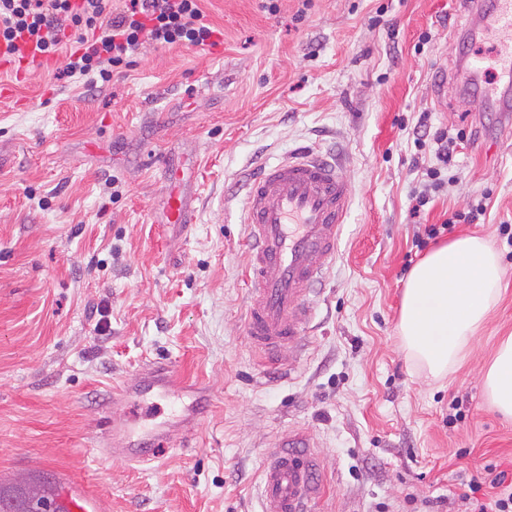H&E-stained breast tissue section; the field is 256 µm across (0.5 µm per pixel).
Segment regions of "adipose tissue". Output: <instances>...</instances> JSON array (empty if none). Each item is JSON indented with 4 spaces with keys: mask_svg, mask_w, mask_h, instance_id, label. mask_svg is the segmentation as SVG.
Wrapping results in <instances>:
<instances>
[{
    "mask_svg": "<svg viewBox=\"0 0 512 512\" xmlns=\"http://www.w3.org/2000/svg\"><path fill=\"white\" fill-rule=\"evenodd\" d=\"M503 270L487 243L465 236L433 249L411 270L399 334L408 358L432 375L458 361L482 326ZM493 405L512 416V336L502 341L485 377Z\"/></svg>",
    "mask_w": 512,
    "mask_h": 512,
    "instance_id": "ef3b65f1",
    "label": "adipose tissue"
}]
</instances>
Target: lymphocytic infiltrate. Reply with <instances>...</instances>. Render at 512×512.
Here are the masks:
<instances>
[{
    "mask_svg": "<svg viewBox=\"0 0 512 512\" xmlns=\"http://www.w3.org/2000/svg\"><path fill=\"white\" fill-rule=\"evenodd\" d=\"M221 32L206 23L201 0H0V42H31L43 56L74 45L61 75L81 81L87 92L130 69L145 44L205 47Z\"/></svg>",
    "mask_w": 512,
    "mask_h": 512,
    "instance_id": "f902f5d3",
    "label": "lymphocytic infiltrate"
}]
</instances>
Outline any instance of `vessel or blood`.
I'll use <instances>...</instances> for the list:
<instances>
[{"label":"vessel or blood","mask_w":512,"mask_h":512,"mask_svg":"<svg viewBox=\"0 0 512 512\" xmlns=\"http://www.w3.org/2000/svg\"><path fill=\"white\" fill-rule=\"evenodd\" d=\"M493 30L512 33V0H495L485 24L468 29V40L478 43ZM469 70L470 86L483 87L499 111L512 112L511 44L498 50L494 74H486L478 59ZM352 200L341 167L310 151L264 162L260 174L248 181L241 212L250 245L244 328L253 347L270 361L297 347L311 317L310 295L336 259ZM166 221H191L189 206L178 193L169 195ZM195 392L172 364L144 366L136 384L114 386L112 408L119 416L103 427L102 444L129 463L156 462L161 448L197 427L198 408L186 402ZM161 400L180 402L181 408L158 419ZM308 445L303 435L292 433L270 452L262 470V512H313L317 461L307 454Z\"/></svg>","instance_id":"obj_1"}]
</instances>
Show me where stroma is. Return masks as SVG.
<instances>
[{
    "label": "stroma",
    "mask_w": 512,
    "mask_h": 512,
    "mask_svg": "<svg viewBox=\"0 0 512 512\" xmlns=\"http://www.w3.org/2000/svg\"><path fill=\"white\" fill-rule=\"evenodd\" d=\"M203 10L218 46H144L92 99L56 77L71 44L0 68V482L43 474L100 512H261L262 468L292 432L314 445L316 512H466L483 467L512 476V419L484 386L512 335V119L454 89L464 54L494 67L498 36L460 47L463 0ZM423 112L471 136L415 216L436 162L412 138ZM301 148L342 163L353 205L300 347L269 365L244 330L238 213L249 174ZM173 186L193 223H158ZM480 202L479 223L461 222ZM453 216L443 242L480 236L505 277L463 362L433 377L398 323L416 225ZM150 362L206 388L209 407L187 443L131 466L99 435L113 384Z\"/></svg>",
    "instance_id": "stroma-1"
}]
</instances>
